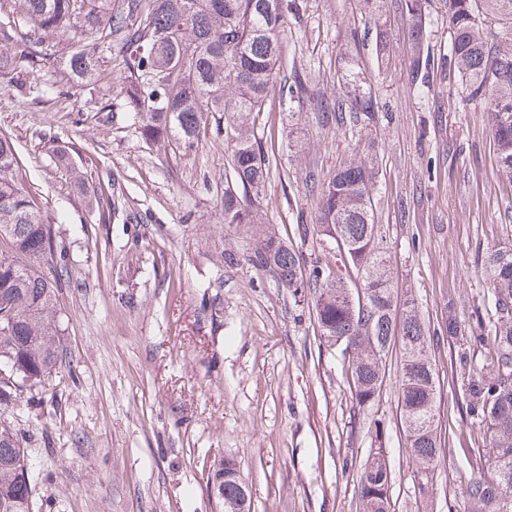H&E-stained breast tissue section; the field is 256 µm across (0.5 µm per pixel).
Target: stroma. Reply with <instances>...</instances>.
<instances>
[{
	"label": "stroma",
	"mask_w": 512,
	"mask_h": 512,
	"mask_svg": "<svg viewBox=\"0 0 512 512\" xmlns=\"http://www.w3.org/2000/svg\"><path fill=\"white\" fill-rule=\"evenodd\" d=\"M412 58L400 0H296L279 75H301L305 91L293 104L271 93L259 116L256 134L279 157L262 206L304 260L325 257L299 227L318 203L308 171L374 161L398 298L436 331L448 311L468 323L491 309L479 256L512 245V184L497 166L486 100L433 68L413 83ZM350 74L372 116L354 128L321 123L320 105L338 101ZM28 83L38 97L0 90V133L58 217L66 254L63 363L0 406L44 475L33 512H217L208 477L226 460L249 487L251 512H358L357 467L379 446L394 512H467L462 487L482 439L461 412L454 344L433 347L450 453L423 496L397 374L354 414L341 351L321 339L311 295L292 296L248 264V235L225 224L224 138L209 133L186 156L146 143L116 80L68 89L54 59ZM65 147L110 188L109 223L56 167Z\"/></svg>",
	"instance_id": "stroma-1"
}]
</instances>
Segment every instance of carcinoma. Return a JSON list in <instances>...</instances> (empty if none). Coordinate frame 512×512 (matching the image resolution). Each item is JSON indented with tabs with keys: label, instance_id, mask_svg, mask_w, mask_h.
Listing matches in <instances>:
<instances>
[{
	"label": "carcinoma",
	"instance_id": "cac0c4a2",
	"mask_svg": "<svg viewBox=\"0 0 512 512\" xmlns=\"http://www.w3.org/2000/svg\"><path fill=\"white\" fill-rule=\"evenodd\" d=\"M448 12L451 43L443 61L472 99L489 101L499 171L512 180V48L486 25L512 29V0H404L412 24L413 74L430 64L424 54L427 8ZM289 0H0V86L22 71L36 73L59 56L68 82L99 77L101 53L113 57L127 110L142 138L187 155L224 120L231 159L224 170V223L251 233L247 261L272 274L280 288L296 295L309 289L320 337L342 346L353 408L374 404L386 378L387 360L399 350V402L406 445L416 465L417 487L429 491L443 451L438 436L437 384L432 336L413 302L398 310V295L385 247L383 225L375 222L372 192L375 167L351 160L327 180L309 175L318 204L314 224L302 225L323 237L334 261H301L293 245L268 231L261 204L275 151L256 138L255 123L268 94L278 89L293 103L301 81L277 84L278 36ZM332 119L357 124L372 112L361 98L347 112L342 103ZM59 165L84 185L86 176L72 154ZM100 219L110 220L112 193L98 186L90 200ZM39 194L27 185L12 141L0 134V370L23 383H39L62 361L57 320L65 286L53 224ZM493 294L491 316L466 331L448 305L445 335L457 347L466 417L488 442L479 475L465 482L468 512H512V247H492L484 257ZM224 503L235 505L246 488L226 462ZM42 473L11 426L0 424V512H32V493ZM393 474L387 449H369L358 471L359 512H393Z\"/></svg>",
	"mask_w": 512,
	"mask_h": 512
}]
</instances>
